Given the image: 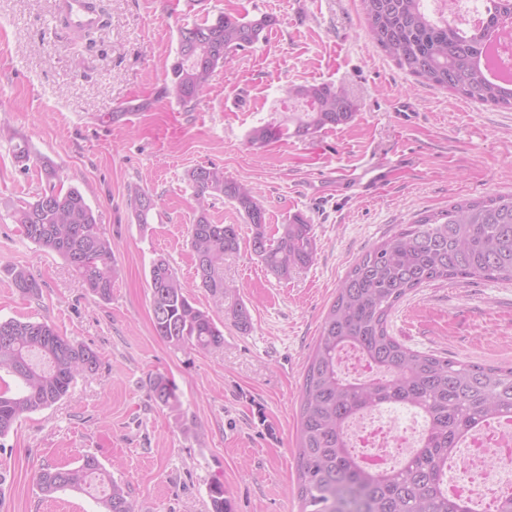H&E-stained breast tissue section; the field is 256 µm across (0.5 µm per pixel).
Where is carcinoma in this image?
I'll use <instances>...</instances> for the list:
<instances>
[{
    "instance_id": "obj_1",
    "label": "carcinoma",
    "mask_w": 512,
    "mask_h": 512,
    "mask_svg": "<svg viewBox=\"0 0 512 512\" xmlns=\"http://www.w3.org/2000/svg\"><path fill=\"white\" fill-rule=\"evenodd\" d=\"M366 34L396 65L421 84L445 89L482 106L512 109V84L490 76L488 45L501 27L512 23V0H479L481 21L463 28L435 13L430 0H361ZM274 23L264 15L245 20L221 13L179 30L176 59L164 97L191 107L207 91L217 68L236 51L258 43ZM288 99L305 104L294 118L292 135L308 137L352 121L355 105L342 89L328 83L293 86ZM274 125L256 127L250 143L261 147L282 136ZM43 186L34 202L13 211L27 239L60 255L74 274L103 301L112 295L115 268L112 243L76 187L59 185L58 169L40 161ZM196 190L190 225L195 276L200 287L226 294L224 256L238 251L235 224H214L210 200L225 198L250 224L251 251L275 276L286 279L315 257L312 224L296 213L268 233L265 209L255 189L224 176V169L199 166L188 173ZM137 223L148 224L155 200L140 186L128 189ZM474 278L512 281V196L492 195L404 224L367 250L340 282L323 319L317 346L308 358L302 386L297 495L301 512H474L465 500L448 495V462L463 441L489 422H512V366H482L411 350L387 330V318L407 293L438 281L466 284ZM149 288L156 334L177 348L202 349L224 343V324L199 307L190 285L169 260L157 257ZM24 296L37 298L41 284L27 270L12 273ZM242 331L251 326L243 304L230 310ZM357 350L377 372L371 380L342 376L339 356ZM92 348L75 344L45 322L0 320V371L22 380L19 394L0 390V437L21 416L62 400L76 377L99 369ZM155 401L180 405L177 386L165 376L151 386ZM381 406L405 407L424 421L415 449L388 469L364 466L350 452L349 427L360 415ZM106 475L93 455L74 467L45 469L37 475L42 492L80 490L91 475ZM212 512H232L224 484L209 486ZM102 512H132L128 494L116 482L100 499Z\"/></svg>"
}]
</instances>
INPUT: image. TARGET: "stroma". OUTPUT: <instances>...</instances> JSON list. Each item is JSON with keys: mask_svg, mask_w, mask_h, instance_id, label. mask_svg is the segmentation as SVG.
I'll use <instances>...</instances> for the list:
<instances>
[{"mask_svg": "<svg viewBox=\"0 0 512 512\" xmlns=\"http://www.w3.org/2000/svg\"><path fill=\"white\" fill-rule=\"evenodd\" d=\"M102 23L81 39L55 0H0V319L46 322L94 349L99 370L69 394L24 415L0 438V512H99L87 493L44 496L43 469L96 456L129 494L133 512H211L209 485L224 484L233 512H299L296 467L306 363L336 288L375 243L419 213L460 200L512 194V110L421 85L366 35L360 0H98ZM272 16L257 44L217 70L192 107L160 98L180 28L219 14ZM345 87L348 124L263 147L250 132L286 127L288 87ZM27 144L32 165L14 157ZM50 158L77 187L112 243V298L93 296L55 253L12 220L41 189L35 161ZM252 184L270 229L295 213L310 220L315 259L288 279L249 247L250 226L216 201L217 224L239 227L224 259L226 296L193 298L224 324L218 348H175L152 322L149 270L165 256L194 278L189 246L198 166ZM154 197L137 223L128 195ZM42 283L19 295L13 269ZM245 304L251 328L229 314ZM388 332L406 347L485 366L512 365V282H437L392 310ZM173 378L180 405L150 394Z\"/></svg>", "mask_w": 512, "mask_h": 512, "instance_id": "1", "label": "stroma"}]
</instances>
